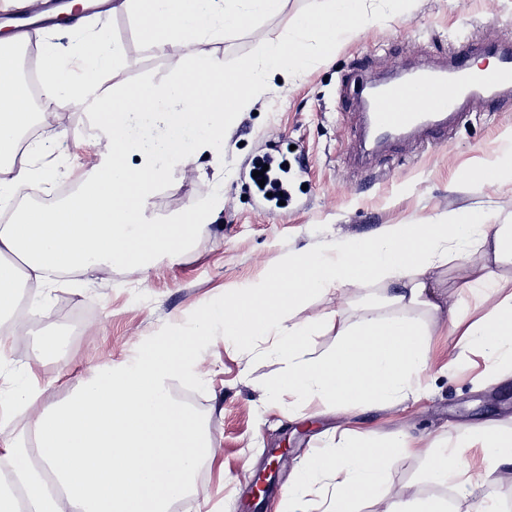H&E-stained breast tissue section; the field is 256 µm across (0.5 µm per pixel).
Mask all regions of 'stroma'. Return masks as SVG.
Instances as JSON below:
<instances>
[{"label":"stroma","instance_id":"obj_1","mask_svg":"<svg viewBox=\"0 0 512 512\" xmlns=\"http://www.w3.org/2000/svg\"><path fill=\"white\" fill-rule=\"evenodd\" d=\"M323 0H284L280 13L254 22L226 38H206L190 47L157 49L140 34L135 15L119 9L93 13L76 28L53 23L37 30V40L70 54L90 37L107 36L119 51L118 65L101 74L103 89L144 80L163 83L185 70L189 57L223 58L227 70L260 65L266 52L293 28L300 13ZM363 24L336 48L332 58L312 64L295 77L260 80L248 104L224 129L222 154L199 151L189 164H173L146 200L143 217L170 224L189 209L207 205L212 218L202 233L174 255L156 256L148 268L116 269L56 283L42 300L43 316L31 332L9 343L0 365V393L34 381L40 405L65 399L94 369L136 358L141 346L168 333L171 325L191 327L224 298L251 287L278 270L289 255L316 250L339 238L370 236L392 224H432L471 210L484 211L490 226L512 224V180H468L467 172L491 159L498 140L512 136V103L489 106L476 100L470 115L447 138L420 147L405 142L376 157L365 169L347 162L355 137L353 81L361 72L389 74L398 67L430 65L450 48L472 39L512 37V0H362ZM89 110L59 111L54 124L29 145V161L51 170L36 187L56 193L60 183L85 180L102 160L99 138L86 136ZM285 157L294 178L286 207L270 208L248 177L254 159ZM497 293L475 299L461 289L460 248L433 275L444 300L463 322L487 316L512 295V262L490 264ZM388 285L368 281L344 295L310 298L293 310L292 322L315 323L311 355L336 344V313L356 320L370 313L403 315L432 333L436 358L415 394L369 413L340 405L301 404L267 391L283 365L270 337L247 348L225 343L222 330L189 359L169 383L188 392L191 405L210 435L215 454L202 462L191 494L171 512H241V503L276 512L288 484L308 455L362 431L384 440L399 432L439 447L461 439L473 424L512 430V369L481 353L449 360L458 336L424 308L387 301ZM87 308L81 335L72 333V314ZM63 337L58 355H43L38 336ZM424 456L408 454L386 467L380 496L356 500L354 512H387L391 503L438 498L466 512L469 502L455 485L426 483ZM274 471L263 497L254 495L257 474Z\"/></svg>","mask_w":512,"mask_h":512}]
</instances>
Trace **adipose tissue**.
I'll return each instance as SVG.
<instances>
[{
    "mask_svg": "<svg viewBox=\"0 0 512 512\" xmlns=\"http://www.w3.org/2000/svg\"><path fill=\"white\" fill-rule=\"evenodd\" d=\"M359 4L328 0L324 9L298 16L293 33L265 54L261 70L248 65L238 70L246 89L234 90L223 59L209 56L191 59L185 72L166 83L145 80L97 98L98 111L108 115L104 162L80 192L52 207L21 209L17 218L0 223V314L13 311L21 281L45 289L66 272L141 269L153 256L175 253L190 242L209 218L204 209H190L172 224H147L145 199L173 162H190L202 146L222 153L224 127L246 106L259 73L295 75L332 56L343 33L331 28V20L343 15L358 25ZM282 5L283 0L121 3L140 17L142 36L160 48L236 32L279 13ZM10 43L0 38L1 204L21 196L37 176L28 165L10 164L32 119L31 94L17 74ZM117 61L102 36L74 55L41 47L44 108L80 104ZM487 223L475 211L434 224H394L376 236L336 240L320 253L290 255L266 280L226 298L190 331L146 343L135 360L95 372L63 401L39 410V387L16 389L9 405L29 413L28 431L42 465L14 466L17 490L0 488V512H65L69 506L81 512H169L189 491L198 462L211 456L212 443L193 409L171 395L168 383L217 326L226 341L242 346L258 336H274V350L286 364L271 390L276 397L291 391L309 401L370 412L398 400L420 379L430 362V339L403 316L365 315L350 324L337 318L334 349L307 357L316 327L288 319L293 308L317 294L387 281L390 302L446 313L459 333L460 351L478 349L512 363V299L463 326L455 308H444L431 280L452 244L474 246L486 262L512 259V225H498L490 233ZM464 446L477 450L485 477L512 478V432L475 427L467 430ZM460 449L428 448L406 433L386 441L357 434L307 460L289 499L297 501L304 487L324 480L334 492L322 512H349L352 495H376L385 467L409 453L428 457V483L452 481L467 491L472 482L464 477ZM47 472L53 484H46Z\"/></svg>",
    "mask_w": 512,
    "mask_h": 512,
    "instance_id": "obj_1",
    "label": "adipose tissue"
}]
</instances>
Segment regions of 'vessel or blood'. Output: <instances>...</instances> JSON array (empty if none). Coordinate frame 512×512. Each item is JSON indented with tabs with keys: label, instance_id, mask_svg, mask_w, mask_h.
Segmentation results:
<instances>
[{
	"label": "vessel or blood",
	"instance_id": "1",
	"mask_svg": "<svg viewBox=\"0 0 512 512\" xmlns=\"http://www.w3.org/2000/svg\"><path fill=\"white\" fill-rule=\"evenodd\" d=\"M493 59L492 70H476L473 57ZM495 103L512 100V43H476L451 52L448 62L419 67L386 81L358 77L353 97L361 106L360 143L384 152L402 139L434 141L444 137L475 98Z\"/></svg>",
	"mask_w": 512,
	"mask_h": 512
}]
</instances>
